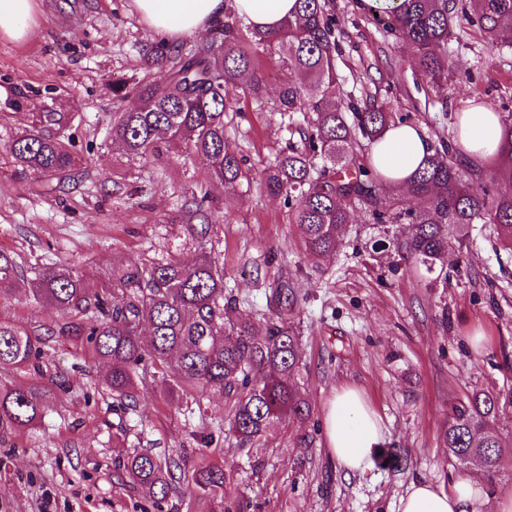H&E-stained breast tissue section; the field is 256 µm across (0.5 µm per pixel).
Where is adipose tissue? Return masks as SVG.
I'll return each instance as SVG.
<instances>
[{
  "label": "adipose tissue",
  "mask_w": 512,
  "mask_h": 512,
  "mask_svg": "<svg viewBox=\"0 0 512 512\" xmlns=\"http://www.w3.org/2000/svg\"><path fill=\"white\" fill-rule=\"evenodd\" d=\"M297 0H233L235 12L261 31L276 30L293 15ZM136 11L152 33L166 41L208 32L224 15V0H133ZM37 0H0V38L25 41ZM453 146L457 156L484 165L501 147L499 113L482 104H469L456 117ZM432 153L424 128L416 123L397 124L374 144L369 163L398 185L409 183ZM324 446L330 461L349 472L370 468L372 458L387 441L380 416L357 388L334 391L324 413ZM396 512H512V495L490 497L484 481L471 473L455 477L444 487L427 480L411 481L400 497Z\"/></svg>",
  "instance_id": "adipose-tissue-1"
}]
</instances>
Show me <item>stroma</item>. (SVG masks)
<instances>
[{
	"label": "stroma",
	"instance_id": "stroma-1",
	"mask_svg": "<svg viewBox=\"0 0 512 512\" xmlns=\"http://www.w3.org/2000/svg\"><path fill=\"white\" fill-rule=\"evenodd\" d=\"M326 8L349 97L388 102L396 116L422 124L432 143L451 140L455 115L469 101L512 106V47L488 44L472 23L456 27L448 82L438 87L422 76L411 48L357 0H326ZM151 37L131 0H39L32 37L0 41V250L32 272L70 266L98 288L130 259L192 258L181 217L192 199L209 194L220 220L205 247L223 265L242 314L272 310L269 291L279 281L299 286L291 323L312 414L282 421L248 453L224 425L220 397L207 402L204 418L190 419L180 400L149 384L134 414L119 416L101 383L105 366L87 346L50 335L63 315L36 303L22 283L0 301V320L42 338V370L10 378L32 388L47 412L38 427L0 439V512H211L187 487L153 508L116 467L120 435L191 466L204 457L223 467L244 493L246 512H396L414 479L447 486L462 470L481 473L478 463L464 469L449 457L442 433L453 403L485 391L500 401L495 432L512 442V255L493 225H476L464 256L448 255L447 277L430 283L399 271L393 248L373 250L380 227L357 211L335 257L315 265L291 205L262 185L288 139L274 82L260 100L243 84L229 92L224 142L247 169L231 191L214 185L206 163L183 148L143 161L113 145V112L134 104L113 97V79L162 75L141 58ZM49 110L71 114L66 135L84 161L81 177L60 186L22 169L10 151L33 114ZM476 329L485 334L478 346ZM343 386L359 388L390 432L362 473L337 469L324 449L323 407Z\"/></svg>",
	"mask_w": 512,
	"mask_h": 512
}]
</instances>
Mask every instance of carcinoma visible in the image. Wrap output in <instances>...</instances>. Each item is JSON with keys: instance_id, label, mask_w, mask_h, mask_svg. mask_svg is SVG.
Returning <instances> with one entry per match:
<instances>
[{"instance_id": "1", "label": "carcinoma", "mask_w": 512, "mask_h": 512, "mask_svg": "<svg viewBox=\"0 0 512 512\" xmlns=\"http://www.w3.org/2000/svg\"><path fill=\"white\" fill-rule=\"evenodd\" d=\"M456 0H403L399 11L375 22L412 48L429 82L448 81V39L455 26ZM474 18L491 44L512 46V0H473ZM336 22L324 0H298L294 17L275 32L243 30L234 10L204 44L172 46L162 41L144 48L147 66L165 70L164 78L133 84L112 80V93L130 95L139 105L112 113V140L123 154L149 160L171 145L205 158L212 182L226 189L244 176L243 162L226 150L224 114L227 90L251 73L249 93L263 96L265 74L259 71V49L278 48L282 70L290 77L278 86L277 111L288 118V139L265 175L272 195L296 201L293 221L307 254L322 261L334 255L342 229L355 208L368 221L407 224V234L393 239L405 270L432 281L444 274L448 251L467 247L476 224H492L500 244L512 251V113L502 118L505 150L483 170L464 169L450 148L435 149L406 192L424 200L423 209L405 207L399 187L376 176L357 161L359 139L378 140L396 123L386 103L367 97L363 105L344 103L336 73ZM304 114V123L293 114ZM64 112H40L30 128L11 144L21 165L61 184L78 172L73 152L56 131L68 125ZM186 231L200 245L194 260L172 256L130 259L112 272V282L92 288L72 269L45 266L29 277L14 257L0 251V300L10 298L19 281H28L35 302L60 311L64 321L56 334L87 343L108 366L106 390L123 410H135L139 382L150 376L189 416L204 414L203 404L218 395L226 399L230 430L243 445L254 444L280 419L305 421L312 413L300 392V336L288 318L244 317L240 303L224 288V267L201 248L211 213L204 202L186 211ZM276 306L293 311L297 288L280 283L272 291ZM41 339L12 323L0 321V372L34 364ZM45 407L30 389L0 382V437L35 427ZM499 398L472 392L452 406L443 446L458 465L472 458L486 474L496 475L504 451L490 431ZM119 467L129 483L159 508L187 483L201 497L224 501V469L199 465L186 469L181 457H158L146 449L129 453Z\"/></svg>"}]
</instances>
